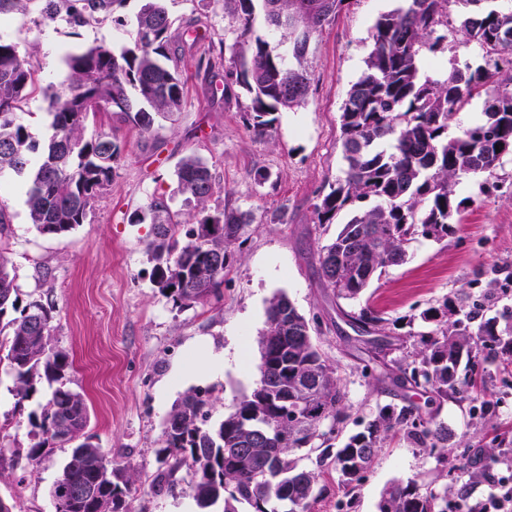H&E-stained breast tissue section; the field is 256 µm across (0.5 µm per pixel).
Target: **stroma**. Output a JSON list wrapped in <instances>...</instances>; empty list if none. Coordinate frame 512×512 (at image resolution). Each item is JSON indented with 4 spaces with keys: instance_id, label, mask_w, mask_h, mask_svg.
Instances as JSON below:
<instances>
[{
    "instance_id": "obj_1",
    "label": "stroma",
    "mask_w": 512,
    "mask_h": 512,
    "mask_svg": "<svg viewBox=\"0 0 512 512\" xmlns=\"http://www.w3.org/2000/svg\"><path fill=\"white\" fill-rule=\"evenodd\" d=\"M401 4L350 0L310 41L307 104L275 112L271 137L260 139L248 128L250 95L227 78L237 23L224 0H167L173 35L195 19L208 27L206 38L182 60L181 113L145 135L117 118L100 115L88 122L89 135L111 126L123 151L111 186L95 200L86 223L61 237L40 234L29 221L23 178L0 173L19 304L51 307V345L71 362L64 383L84 396L88 432L106 458L128 467L131 512H199L187 470L176 475V493L157 495L148 487V476L163 466L165 422L185 395L203 391L210 399L208 423L217 425L252 390L259 378V337L275 294H285L312 318L314 339L343 384L351 421L337 430L340 443L377 407L404 403L396 387L366 373L347 313L367 305L382 311L383 333L401 336L404 347L397 356L408 363L421 349L420 333L432 328L421 318L428 308L459 304L474 311L479 323L512 311V287L506 284L512 277V160L492 174L463 178L456 192L464 206L447 236L416 237L405 262L385 268L361 299L336 297L321 284L318 251L353 211L344 209L322 226L313 205L346 169L341 108L365 69L371 28ZM11 21L8 37L26 53L41 85L57 90L67 83L66 52L112 38L107 20L75 30L62 21L42 25L36 12L26 11L12 14ZM201 57L214 61V69L197 66ZM466 61L481 64V53L460 32L425 68L446 71ZM191 152L208 161L216 178L207 211L247 212L252 222L230 247L221 300L181 308L154 287L152 226L132 217L156 197L181 218L197 213L195 202L178 193L174 177L181 158ZM472 370L491 411L481 415L464 395L434 406L436 422L448 431L447 466L402 435L389 437L354 489L341 484L335 469H326L310 512H337L340 502L347 503L346 512H379L387 487L413 479L447 489L452 502L478 497L491 479H511L512 354L489 344ZM54 389L43 381L28 398L18 399L14 378L0 363V422L10 423L0 435V498L14 504L15 512H56L51 490L70 445H51L36 463L27 457L35 442L32 418Z\"/></svg>"
}]
</instances>
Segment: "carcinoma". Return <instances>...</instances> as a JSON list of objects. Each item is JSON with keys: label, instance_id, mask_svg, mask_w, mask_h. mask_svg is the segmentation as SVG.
<instances>
[{"label": "carcinoma", "instance_id": "1", "mask_svg": "<svg viewBox=\"0 0 512 512\" xmlns=\"http://www.w3.org/2000/svg\"><path fill=\"white\" fill-rule=\"evenodd\" d=\"M126 0H0V18L39 4L45 24L63 21L73 29L99 19L127 24ZM239 19L234 44L236 82L252 97V128L269 132L272 112L307 103L311 75L305 56L313 36L332 22L346 0H260L266 26L279 33L274 43L254 28L255 0H232ZM454 0H409L407 8L381 15L371 29L366 68L347 92L340 115L345 177L313 204L317 223L329 224L357 201L378 204L358 212L320 248L324 286L343 299H355L389 266L405 261L416 236L438 238L460 214L454 185L478 172H493L512 156V9L487 0H461L472 6L462 22L467 39L482 50L483 63L465 62L435 78L422 75L423 52L435 53L448 41V7ZM172 22L165 0H141L135 37L117 46L102 41L65 55L69 85L64 93L43 92L53 134L37 148L22 114L37 91V77L17 43L0 35V172L25 177L29 219L43 235H64L86 222L95 199L112 184L121 146L112 133L84 135L87 121L99 114L124 115L141 133L157 119L181 111L185 88L179 57L170 53ZM502 75L488 100L484 119L448 137V122L463 104ZM178 190L205 205L216 192L209 165L195 154L179 162ZM153 225L149 243L152 281L174 303L189 306L222 297L228 245L238 239L250 216L216 210L196 222L177 218L163 199L147 204ZM10 258L0 242V332L8 329L6 359L15 375L17 395L29 397L36 383L59 382L68 356L50 345L52 310L33 302L15 317L18 288ZM448 303L421 314L435 322L420 335L418 359L399 365L390 379L428 396L427 404L464 392L458 369L489 342H499L497 319L471 327L465 313L446 320ZM360 334L378 332L386 322L364 307L351 317ZM310 319L284 295L274 297L260 336V377L250 394L237 400L218 425L206 428L209 399L186 395L169 414L161 453L169 467L150 480L161 494L173 489V474L191 471L190 490L200 512L223 503L222 512H276L272 486L281 484L288 500L307 512L322 469L331 464L347 486L368 469L390 434L403 432L422 448L435 450L446 440L442 426L422 407L386 405L340 448L330 444L325 423H344L346 394L335 370L312 335ZM89 410L83 396L59 387L34 417L39 441L28 452L39 460L49 443H75L53 485L58 512H130L129 478L108 461L86 434ZM267 424L266 439L253 430ZM307 449L313 467L299 466L297 451ZM380 512H448V496L411 480L391 486Z\"/></svg>", "mask_w": 512, "mask_h": 512}]
</instances>
